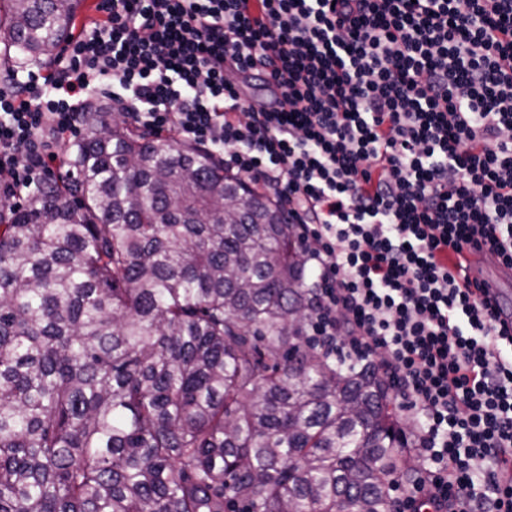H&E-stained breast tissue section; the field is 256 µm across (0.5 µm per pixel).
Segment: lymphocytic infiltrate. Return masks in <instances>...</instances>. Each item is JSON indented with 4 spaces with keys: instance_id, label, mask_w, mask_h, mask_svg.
<instances>
[{
    "instance_id": "1",
    "label": "lymphocytic infiltrate",
    "mask_w": 512,
    "mask_h": 512,
    "mask_svg": "<svg viewBox=\"0 0 512 512\" xmlns=\"http://www.w3.org/2000/svg\"><path fill=\"white\" fill-rule=\"evenodd\" d=\"M235 67L273 89L246 103ZM272 193L322 351L378 359L427 481L406 507L512 512V332L449 253L512 261V0H106L45 72L0 84V192L62 172L90 99Z\"/></svg>"
}]
</instances>
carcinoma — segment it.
Listing matches in <instances>:
<instances>
[{
	"instance_id": "1",
	"label": "carcinoma",
	"mask_w": 512,
	"mask_h": 512,
	"mask_svg": "<svg viewBox=\"0 0 512 512\" xmlns=\"http://www.w3.org/2000/svg\"><path fill=\"white\" fill-rule=\"evenodd\" d=\"M79 3L0 0L3 51L54 58ZM107 112L0 205V512H388L391 383L304 335L274 196Z\"/></svg>"
}]
</instances>
